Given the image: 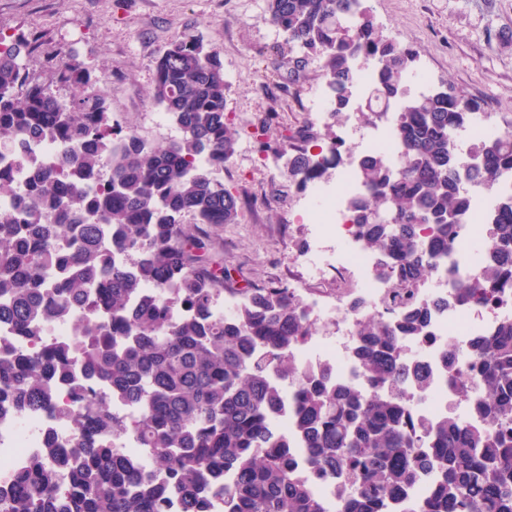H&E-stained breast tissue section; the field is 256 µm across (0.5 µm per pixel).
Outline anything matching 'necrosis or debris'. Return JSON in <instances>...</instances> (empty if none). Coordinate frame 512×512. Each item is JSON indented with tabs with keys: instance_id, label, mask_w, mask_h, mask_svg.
<instances>
[{
	"instance_id": "obj_1",
	"label": "necrosis or debris",
	"mask_w": 512,
	"mask_h": 512,
	"mask_svg": "<svg viewBox=\"0 0 512 512\" xmlns=\"http://www.w3.org/2000/svg\"><path fill=\"white\" fill-rule=\"evenodd\" d=\"M357 164L341 167L335 184L311 183L310 194L304 197L301 209L310 216L313 231L303 255V264L310 276L324 279L329 273L354 274L360 282L356 296L344 293H310L304 307L313 321H327L331 332L313 331L294 351L301 367L321 363L334 365L336 375L345 382L361 384L355 374L353 348L356 320L365 315L391 316L389 305L391 281L376 278L373 258L360 250L349 221V201L358 195ZM477 232L474 224L461 225L452 245L453 266L443 267L420 290L422 298L443 296L447 310L437 313L427 341L412 338L402 341L408 356L427 366L432 374L428 392L415 399L413 406L422 417L433 419L447 411L465 413L466 405L459 398L456 384L444 366L447 349L464 354L480 336L489 333L500 321L512 319V287L500 289L490 303L469 306L458 303L452 281L456 275L474 271L478 259L468 247ZM59 449L72 448L74 435L66 418L47 408L37 412L0 413V489L9 490L16 471L33 457L42 454L48 442Z\"/></svg>"
}]
</instances>
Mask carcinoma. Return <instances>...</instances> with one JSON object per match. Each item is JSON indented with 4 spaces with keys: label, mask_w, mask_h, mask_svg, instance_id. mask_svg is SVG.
<instances>
[{
    "label": "carcinoma",
    "mask_w": 512,
    "mask_h": 512,
    "mask_svg": "<svg viewBox=\"0 0 512 512\" xmlns=\"http://www.w3.org/2000/svg\"><path fill=\"white\" fill-rule=\"evenodd\" d=\"M284 35L292 74L316 59L332 94V122L366 125L398 105L401 154L360 162L361 193L350 202L355 239L378 257L374 275L393 277L402 304L392 320L355 323L359 372L374 387L347 384L320 365L303 369L293 351L311 335L295 292L249 288L231 317L211 315L230 276L208 252L205 227L233 224L246 199L215 181L233 157L230 83L221 54L202 37L169 42L154 61L152 101L180 136L154 145L112 125L96 68L46 57L45 81L31 68L37 39L0 35V321L34 339L32 353L0 350V406L53 405L51 381H70L75 444L55 447L15 474L3 512H330L312 479L339 488L336 512H397L422 471L432 491L408 512H512V319L478 337L461 377L468 415L421 418L411 394L430 373L411 363L401 338H428L433 307L419 294L468 223L465 181L492 194L490 244L475 273L457 279L462 302L485 304L512 283V120L475 140L462 162L453 135L477 116L461 94L411 97L404 89L419 51L375 25L365 0H266ZM375 84L353 101L359 62ZM73 90L65 101L56 88ZM49 138L67 161L56 170L18 151ZM336 139L304 121L288 141L259 143L282 161L289 183L327 180L351 157L314 153ZM21 171L15 180L12 171ZM152 293H143L146 287ZM68 321L76 336L46 343L44 327ZM296 385L293 394L287 386ZM136 407L131 419L112 403ZM291 411L292 429L277 420ZM132 437L151 450L145 471L116 455L106 437ZM307 449L305 467L290 449Z\"/></svg>",
    "instance_id": "carcinoma-1"
}]
</instances>
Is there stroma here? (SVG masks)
Instances as JSON below:
<instances>
[{
  "label": "stroma",
  "instance_id": "obj_1",
  "mask_svg": "<svg viewBox=\"0 0 512 512\" xmlns=\"http://www.w3.org/2000/svg\"><path fill=\"white\" fill-rule=\"evenodd\" d=\"M384 35L419 49L414 74L431 88L464 94L494 125L512 119V0H367ZM0 33L41 36L40 53L74 59L104 74L115 119L149 142L176 137L150 97L154 60L172 39L202 35L221 53L231 84L229 119L237 149L217 178L254 198L236 223L210 228L211 253L236 288L301 280L310 237L294 201L300 190L257 164L258 143L290 135L326 94L317 63L300 74L292 99L287 69L273 63L288 47L265 0H0ZM279 112L266 124L268 112Z\"/></svg>",
  "mask_w": 512,
  "mask_h": 512
}]
</instances>
